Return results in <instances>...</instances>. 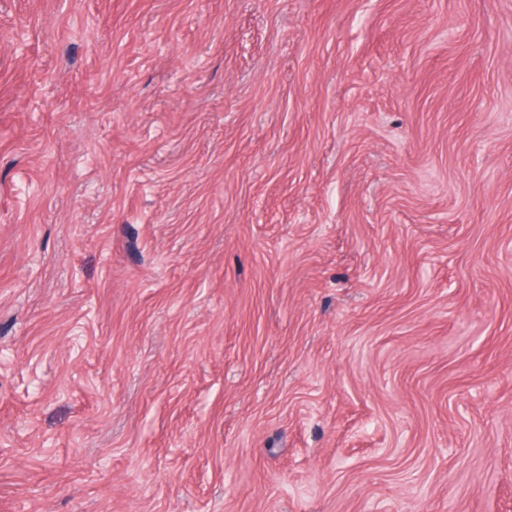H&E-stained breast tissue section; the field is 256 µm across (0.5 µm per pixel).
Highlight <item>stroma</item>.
I'll return each mask as SVG.
<instances>
[{
	"mask_svg": "<svg viewBox=\"0 0 512 512\" xmlns=\"http://www.w3.org/2000/svg\"><path fill=\"white\" fill-rule=\"evenodd\" d=\"M0 512H512V0H0Z\"/></svg>",
	"mask_w": 512,
	"mask_h": 512,
	"instance_id": "1",
	"label": "stroma"
}]
</instances>
